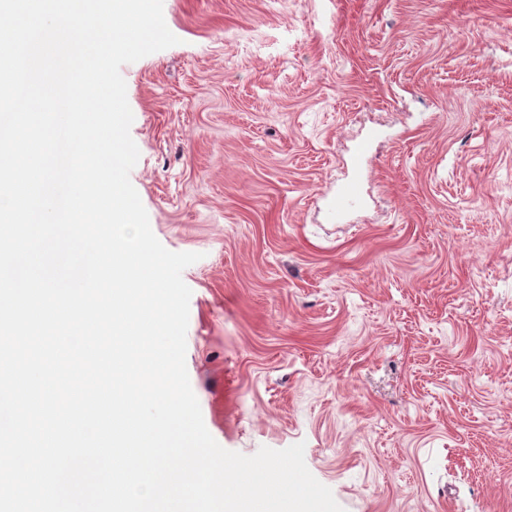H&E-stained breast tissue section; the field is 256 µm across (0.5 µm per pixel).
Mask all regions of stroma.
<instances>
[{
  "label": "stroma",
  "mask_w": 512,
  "mask_h": 512,
  "mask_svg": "<svg viewBox=\"0 0 512 512\" xmlns=\"http://www.w3.org/2000/svg\"><path fill=\"white\" fill-rule=\"evenodd\" d=\"M163 12L178 44L124 75L130 180L162 245L201 255L209 433L304 443L344 512H512V0ZM359 200L358 188L354 182L347 184L336 193L331 200L328 210V219L331 223L339 222L341 218L350 211Z\"/></svg>",
  "instance_id": "stroma-1"
}]
</instances>
